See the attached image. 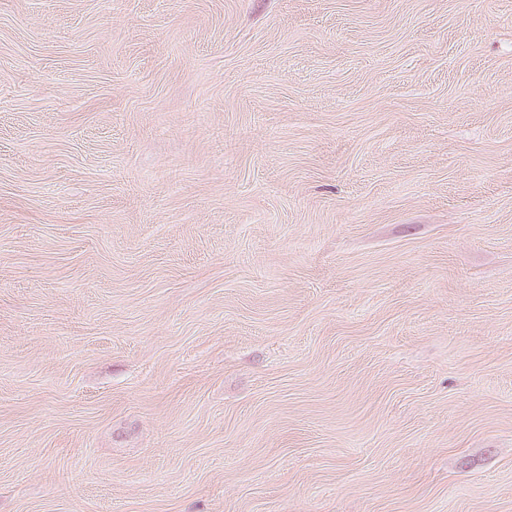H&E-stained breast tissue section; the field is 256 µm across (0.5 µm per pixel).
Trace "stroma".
<instances>
[{"label":"stroma","instance_id":"35a3bbf8","mask_svg":"<svg viewBox=\"0 0 512 512\" xmlns=\"http://www.w3.org/2000/svg\"><path fill=\"white\" fill-rule=\"evenodd\" d=\"M0 512H512V0H0Z\"/></svg>","mask_w":512,"mask_h":512}]
</instances>
